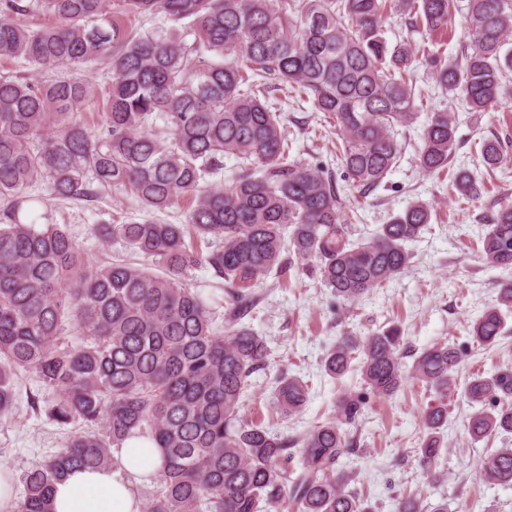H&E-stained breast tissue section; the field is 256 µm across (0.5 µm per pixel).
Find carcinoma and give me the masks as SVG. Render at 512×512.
I'll return each mask as SVG.
<instances>
[{"label":"carcinoma","mask_w":512,"mask_h":512,"mask_svg":"<svg viewBox=\"0 0 512 512\" xmlns=\"http://www.w3.org/2000/svg\"><path fill=\"white\" fill-rule=\"evenodd\" d=\"M0 0V60L42 69L112 59L115 76L100 94L103 124L92 130L83 107L90 83L71 78L31 82L0 75V419L16 409L15 379L33 375L51 400L43 405L61 428L81 427L64 448L22 477L13 512H53L54 484L73 467L112 462L111 448L147 432L163 457L158 489L142 512H274L284 499L296 512H372L351 488L355 472L341 459L358 452L343 428L363 415L362 391L391 397L409 379L434 393L423 412L418 459L429 479H444L443 429L448 395L457 388L458 350L435 342L405 369L397 326L365 337L341 336L324 358L333 378L351 372L362 391L347 390L336 415L297 441L241 414L253 374L267 368L266 341L244 320L253 316V287L285 269L283 255L310 263L333 295L355 302L406 270L408 244L430 224L431 206L411 201L360 241L351 239L336 182L322 168L290 159L283 117L267 105L275 84L312 103L341 137L336 159L353 187H379L397 167L403 142L395 127L417 105L413 63L423 57L435 84L462 98L470 112L504 104L512 82V0H469V49L454 61L422 49L411 36L391 45L383 23L405 17L413 32H448L453 0ZM50 15L33 29L21 18ZM162 14L178 35L132 33L127 20ZM193 37L187 42L186 37ZM158 119L171 139L152 133ZM456 117L429 113L418 167L440 176L457 145ZM240 164L227 187H212L224 158ZM489 170L512 162L502 142L483 141ZM64 199L91 201L92 184L112 186L142 208L162 211L192 199L183 224H97L103 241L122 239L164 273L122 258L92 263L59 224L23 222L34 184ZM452 187L466 199L484 185L465 166ZM493 265L512 269V204L505 203L480 237ZM206 265L224 282V335L215 313L187 287L184 274ZM512 313V283L473 322L470 335L489 348ZM78 336L73 346L63 332ZM464 396L474 412L468 431L482 440L512 433V368L473 374ZM310 387L280 371L273 404L302 412ZM300 448H295V445ZM299 468L288 469L294 455ZM489 485L512 488V448L481 462ZM393 512H453L448 499L425 504L421 493L395 499Z\"/></svg>","instance_id":"carcinoma-1"}]
</instances>
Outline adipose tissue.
Instances as JSON below:
<instances>
[{"label":"adipose tissue","mask_w":512,"mask_h":512,"mask_svg":"<svg viewBox=\"0 0 512 512\" xmlns=\"http://www.w3.org/2000/svg\"><path fill=\"white\" fill-rule=\"evenodd\" d=\"M162 457L151 436L135 433L116 452L113 464L75 468L53 488L54 512H140L137 487L158 474Z\"/></svg>","instance_id":"adipose-tissue-1"}]
</instances>
